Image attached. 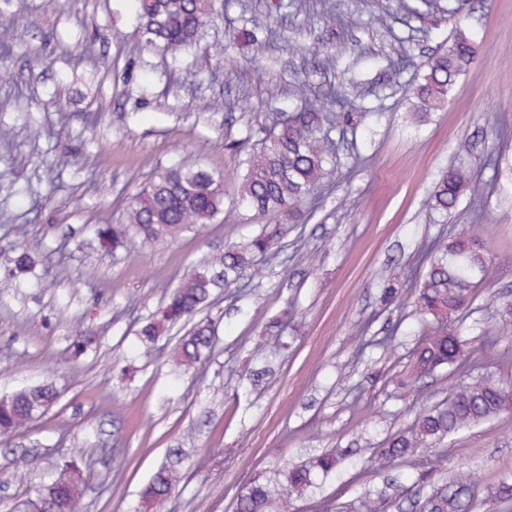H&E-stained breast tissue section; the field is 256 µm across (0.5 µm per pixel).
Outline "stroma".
Instances as JSON below:
<instances>
[{
    "mask_svg": "<svg viewBox=\"0 0 512 512\" xmlns=\"http://www.w3.org/2000/svg\"><path fill=\"white\" fill-rule=\"evenodd\" d=\"M180 58L142 48L133 0H0V395L40 382L58 398L23 436L0 437V512H16L78 454L85 512H131L141 488L185 433L196 437L186 479L159 512H233L255 477L330 448L350 454L294 512H347L363 492L387 512L464 474L479 485L512 474V414L448 437L438 470L417 460L361 479L384 440L411 427L420 404L401 387L419 327L414 283L423 245L482 237L494 277L463 320L466 373L426 379L433 402L477 378H512V0H219ZM476 53L444 110L410 119V90L457 26ZM303 86L305 96L293 93ZM344 101H325L329 88ZM318 97V109L361 112L330 131L331 175L299 223L266 216L283 234L245 296L228 290L195 377L170 353L187 328H168L152 352L138 338L169 289L258 224L236 201L243 174L230 143ZM501 169L488 165L490 151ZM191 159L224 177V212L173 241L109 255L94 230L118 224L129 198L160 169ZM452 165L478 174L457 209H430ZM35 258L14 274L16 225ZM394 301L381 299L385 286ZM283 347L267 346L270 320ZM93 351L74 347L81 332ZM32 466L18 480L14 454Z\"/></svg>",
    "mask_w": 512,
    "mask_h": 512,
    "instance_id": "stroma-1",
    "label": "stroma"
}]
</instances>
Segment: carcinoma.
<instances>
[{"label": "carcinoma", "mask_w": 512, "mask_h": 512, "mask_svg": "<svg viewBox=\"0 0 512 512\" xmlns=\"http://www.w3.org/2000/svg\"><path fill=\"white\" fill-rule=\"evenodd\" d=\"M137 2L144 48L160 49L174 57L195 44L199 30L216 12V0ZM473 58L470 35L456 28L452 43L428 59L426 70L411 89L413 119L448 104L456 79ZM332 127L333 119L308 105L301 112L290 113L285 122L250 130L237 148L244 153L238 204L257 217L282 212L298 219L303 202L329 174L328 129ZM475 180L474 171L466 166L448 168L435 183L430 207L444 214L452 211ZM223 210L224 177L194 163H177L159 171L148 187L133 197L124 223L98 227V245L104 252H115L135 239L142 247L174 240L213 222ZM18 232L21 241L15 271L22 273L32 261L24 241L26 230L21 227ZM281 234L280 225L266 224L259 233L226 244L223 252L190 270L140 329L142 344L149 348L166 328L189 323L191 327L175 346L172 359L186 372L196 368L209 354L216 329L211 319L199 314L224 289L239 284L243 294L252 287L250 282L240 283L243 273L258 260L274 257ZM491 275L486 245L476 235H443L428 244L427 270L415 286L420 322L412 357L414 381L446 368L465 371L460 317L477 298L478 285L490 281ZM417 392L422 407L413 426L384 441L374 456L373 472L406 462L416 454L430 458L435 452L433 445L441 440L512 413L511 379H475L452 390L445 402L432 405L423 388ZM56 399L51 383L1 396L0 436L25 432ZM342 459L341 453H328L308 465L286 467L283 492L290 499L302 496L318 476L335 472ZM182 479L184 473L177 463L162 464L140 493L141 508L146 512L162 504ZM82 483L77 459L71 456L60 464L57 478L35 489L34 496L42 499L46 512H81ZM481 495L512 509V480L491 483ZM479 496L470 479L457 476L433 488L419 503L418 512H475ZM277 502L266 484L256 479L237 496L234 512H275ZM353 512H386V507L381 497L366 492L353 505Z\"/></svg>", "instance_id": "obj_1"}]
</instances>
